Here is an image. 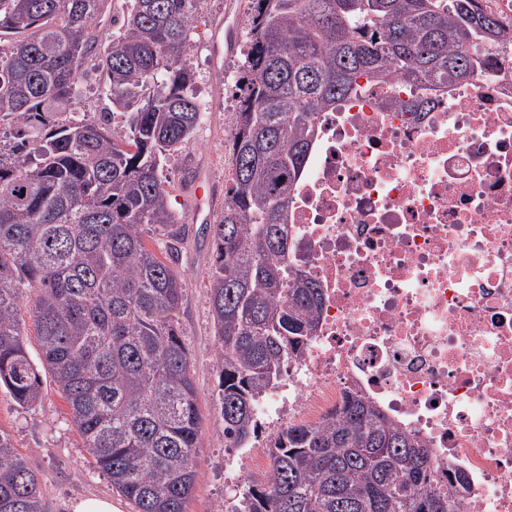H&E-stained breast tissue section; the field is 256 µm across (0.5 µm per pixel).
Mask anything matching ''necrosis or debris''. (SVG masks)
I'll return each instance as SVG.
<instances>
[{
    "mask_svg": "<svg viewBox=\"0 0 512 512\" xmlns=\"http://www.w3.org/2000/svg\"><path fill=\"white\" fill-rule=\"evenodd\" d=\"M357 79L288 207L286 269L321 289L297 363L264 390L266 435L318 425L345 394L430 451L457 512H512V62L434 88ZM271 476L265 442L227 486Z\"/></svg>",
    "mask_w": 512,
    "mask_h": 512,
    "instance_id": "1",
    "label": "necrosis or debris"
}]
</instances>
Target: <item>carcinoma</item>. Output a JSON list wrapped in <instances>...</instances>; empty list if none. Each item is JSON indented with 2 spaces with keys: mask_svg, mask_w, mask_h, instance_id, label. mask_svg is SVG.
I'll return each mask as SVG.
<instances>
[{
  "mask_svg": "<svg viewBox=\"0 0 512 512\" xmlns=\"http://www.w3.org/2000/svg\"><path fill=\"white\" fill-rule=\"evenodd\" d=\"M488 0H251L225 141L224 211L210 225L209 301L224 447L259 437L255 399L301 357L318 285L287 277V216L318 113L357 78L465 82L502 53ZM105 0H0V388L30 407L50 373L83 447L135 512H187L201 447L192 359L175 320L186 225L160 175L200 123L187 64L198 0H127L99 48ZM94 59L112 104L70 114ZM127 131L111 129L115 113ZM161 236L160 258L143 237ZM31 305L41 365L21 316ZM272 481L235 512H456L429 451L359 396L270 441ZM0 512H46L38 475L0 429Z\"/></svg>",
  "mask_w": 512,
  "mask_h": 512,
  "instance_id": "carcinoma-1",
  "label": "carcinoma"
}]
</instances>
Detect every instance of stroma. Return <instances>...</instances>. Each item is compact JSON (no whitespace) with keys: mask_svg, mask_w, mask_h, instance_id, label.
<instances>
[{"mask_svg":"<svg viewBox=\"0 0 512 512\" xmlns=\"http://www.w3.org/2000/svg\"><path fill=\"white\" fill-rule=\"evenodd\" d=\"M249 7L250 0H200L201 20L189 65L195 76L196 96L209 102L211 110L188 147L170 156L162 169L164 180L171 186L172 205L187 226L179 246L178 268L188 288L176 320L193 356L202 419L197 483L188 512H222L224 507V429L213 395L216 345L208 300V226L224 208L228 172L224 141L236 107L234 85L242 60L239 47L247 37ZM222 17L233 26L237 50L217 64L213 61L212 24ZM200 179L209 189L211 206L197 217L190 202ZM42 380L43 397L30 408L20 407L0 388V429L11 434L17 451L39 474L48 512H70L74 501L92 495L111 497L119 512H134L133 504L116 493L87 454L72 423L70 407L51 375L43 374Z\"/></svg>","mask_w":512,"mask_h":512,"instance_id":"1","label":"stroma"}]
</instances>
